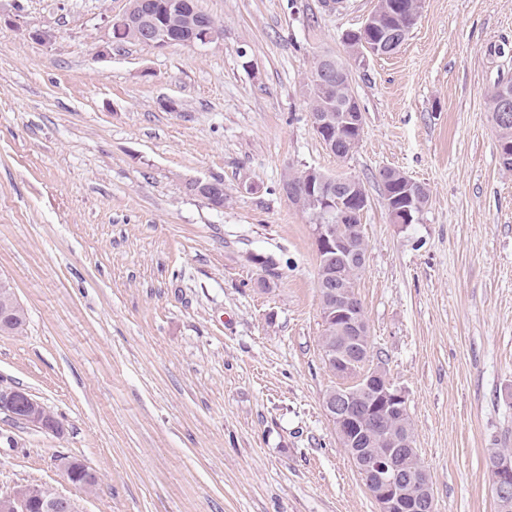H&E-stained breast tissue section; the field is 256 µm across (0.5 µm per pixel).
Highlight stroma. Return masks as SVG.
Here are the masks:
<instances>
[{
	"label": "stroma",
	"instance_id": "1",
	"mask_svg": "<svg viewBox=\"0 0 512 512\" xmlns=\"http://www.w3.org/2000/svg\"><path fill=\"white\" fill-rule=\"evenodd\" d=\"M376 0H197L223 41L117 47L129 0H0V278L28 313L0 385L61 433L0 411V492L50 486L85 512H376L323 402L318 257L287 169L368 195L357 283L371 359L406 394L435 512H498L512 448V172L488 110L512 78V0H423L394 54L343 42ZM57 32L54 43L31 31ZM348 63L365 116L334 156L310 76ZM425 185L392 224L379 173ZM224 183L223 209L189 195ZM97 476L64 481L60 458ZM0 411L7 412L26 426L56 433L62 431L59 420L42 403L19 387L0 386ZM498 453L493 456L499 458L495 460L492 467V486L497 497L507 498L512 492V460L501 458V456H512V449L502 448Z\"/></svg>",
	"mask_w": 512,
	"mask_h": 512
}]
</instances>
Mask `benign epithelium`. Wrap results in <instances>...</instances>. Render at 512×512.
<instances>
[{
	"mask_svg": "<svg viewBox=\"0 0 512 512\" xmlns=\"http://www.w3.org/2000/svg\"><path fill=\"white\" fill-rule=\"evenodd\" d=\"M377 13L371 12L357 32L359 41L350 46L352 58L360 63L369 56L387 48L385 39L374 32V19ZM135 22L141 25V38L145 45L155 49H165L179 43V39L158 30L155 22L143 21L125 11L110 24L123 25ZM224 31L218 27L206 26L201 29L191 44H210L223 39ZM311 124L319 137L332 132L333 127L342 126L350 132L349 140L357 145L364 126V113L348 103L340 108L337 115L330 112H317L310 116ZM307 181L298 189L287 192L288 200L297 207H303L304 198L313 192L315 184L324 180L321 172L308 169ZM390 180L403 187L400 195L384 198L392 222L407 228L418 221L415 212L412 188L415 181L407 175L392 172ZM336 185L344 192L347 205L341 207L336 220L348 221L367 204V194L358 180L339 176ZM312 234L317 253L325 258H336L343 262L355 261L357 254L350 252V245L334 224H315ZM329 296L335 302L321 311L322 321L334 320L345 336V346L327 347L322 350L326 364L345 378H353L354 383L371 393L372 403L364 410L354 403L353 397L342 386L325 396L324 409L336 429L341 444L348 448L355 468L364 482L371 487V495L377 505V512H434V499L430 478L426 472L403 476V459L414 451L413 438L409 433L392 437V447L381 455H369L356 449L366 429L381 430L405 415L407 399L404 391L396 386L383 367L371 366L367 357L366 342L369 340L368 324L364 312L355 297L346 288H332ZM0 411L10 414L19 423L51 432L62 431V425L46 407L34 399L26 390L19 387L0 386ZM78 462L65 460L61 464L66 480L84 493L92 492L90 470L78 478ZM492 486L496 496L507 498L512 493V460L498 458L492 467ZM0 512H85L78 500L58 491L50 496L42 494L37 487L14 489L0 494Z\"/></svg>",
	"mask_w": 512,
	"mask_h": 512,
	"instance_id": "7a95c632",
	"label": "benign epithelium"
}]
</instances>
